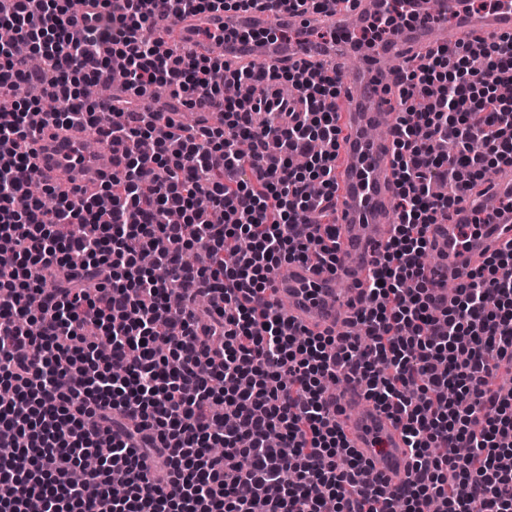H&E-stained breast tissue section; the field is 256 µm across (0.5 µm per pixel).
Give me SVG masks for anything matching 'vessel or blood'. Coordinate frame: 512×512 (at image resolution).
I'll return each instance as SVG.
<instances>
[{
  "mask_svg": "<svg viewBox=\"0 0 512 512\" xmlns=\"http://www.w3.org/2000/svg\"><path fill=\"white\" fill-rule=\"evenodd\" d=\"M386 6V0H356L353 10L340 13L333 0H326L317 12H172L154 25L163 48L197 57L220 56L232 68L309 62L339 70L343 110L336 168L338 262L332 268L291 263L278 271L273 283L274 301L296 326L315 333L347 331L365 298L377 254L397 221L392 143L371 134L373 128H390L397 121L392 111L397 98L388 78L414 53L512 34V0H498L487 11L474 10L469 0H404L413 23L397 28L371 50L361 67L343 71V57L351 49L348 32ZM245 30L265 31L269 37L245 43L238 38ZM84 141L82 128L50 125L28 141L26 150L45 184L62 191L77 188L91 196L112 176V141L101 137L92 151ZM487 195L497 198L499 205L489 211L484 236L459 246L458 225L468 219L471 200ZM470 196L469 202L460 205L454 223L433 225L430 234L438 263L428 267L427 277L441 308L452 299L449 281L479 265L485 252L512 243V211L501 207L502 201L512 198V167L503 168L483 190H472ZM342 404L346 411L341 425L349 446L356 448L371 475L384 486H402L408 458L401 425L373 402L362 400L357 385H348Z\"/></svg>",
  "mask_w": 512,
  "mask_h": 512,
  "instance_id": "vessel-or-blood-1",
  "label": "vessel or blood"
}]
</instances>
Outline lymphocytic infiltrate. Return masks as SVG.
<instances>
[{"label":"lymphocytic infiltrate","mask_w":512,"mask_h":512,"mask_svg":"<svg viewBox=\"0 0 512 512\" xmlns=\"http://www.w3.org/2000/svg\"><path fill=\"white\" fill-rule=\"evenodd\" d=\"M76 0H0V24L42 60L0 48V512H512V245L440 308L425 274L432 225L491 168L512 165V35L414 61L391 132L397 222L357 323L368 344L314 335L268 296L284 264L336 262V75L225 69L162 50L181 13L316 9L322 0H121L69 31ZM128 64L111 111L81 86ZM295 88L265 112L250 90ZM233 95H225V85ZM166 87L217 103L219 126L137 122ZM49 99L54 109H43ZM110 135L99 197L30 194L39 123ZM148 139L153 151H134ZM480 150H472L473 140ZM159 210L182 215L157 224ZM355 383L401 423L407 482L367 481L327 383ZM128 491L113 496V473Z\"/></svg>","instance_id":"obj_1"}]
</instances>
